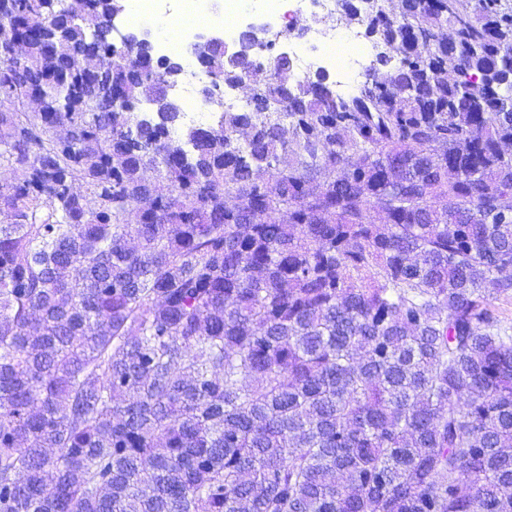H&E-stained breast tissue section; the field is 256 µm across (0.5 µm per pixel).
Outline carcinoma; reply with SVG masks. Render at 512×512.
I'll return each instance as SVG.
<instances>
[{
	"label": "carcinoma",
	"mask_w": 512,
	"mask_h": 512,
	"mask_svg": "<svg viewBox=\"0 0 512 512\" xmlns=\"http://www.w3.org/2000/svg\"><path fill=\"white\" fill-rule=\"evenodd\" d=\"M338 6L358 90L251 35L217 128L123 0H4L0 512H512V4ZM206 80V74L203 68L195 63L192 67L189 68L188 74L186 75V81L180 85L174 86L171 91L177 95L184 97L188 102V112H186V118L200 125L211 124L214 120V112L213 106L211 103H207L203 101L196 100L190 92L189 85L194 81H204Z\"/></svg>",
	"instance_id": "carcinoma-1"
}]
</instances>
